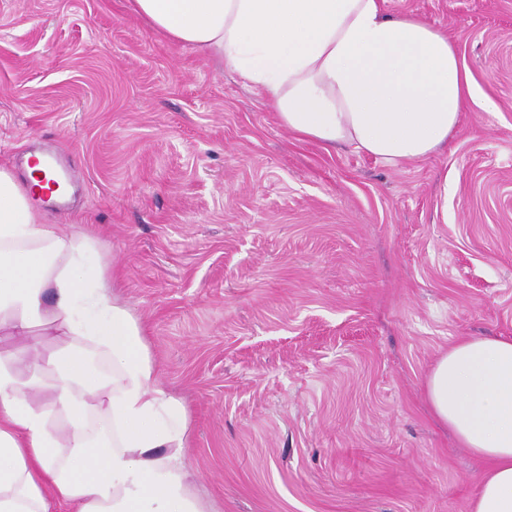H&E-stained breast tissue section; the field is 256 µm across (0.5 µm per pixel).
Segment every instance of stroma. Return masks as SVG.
Listing matches in <instances>:
<instances>
[{
  "label": "stroma",
  "mask_w": 512,
  "mask_h": 512,
  "mask_svg": "<svg viewBox=\"0 0 512 512\" xmlns=\"http://www.w3.org/2000/svg\"><path fill=\"white\" fill-rule=\"evenodd\" d=\"M386 8L445 28L476 89L398 167L290 133L129 0H0V164L80 173L67 208L31 200L111 267L206 512H469L478 491L425 379L459 337L512 336V0Z\"/></svg>",
  "instance_id": "stroma-1"
}]
</instances>
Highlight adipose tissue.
I'll use <instances>...</instances> for the list:
<instances>
[{
    "label": "adipose tissue",
    "instance_id": "1",
    "mask_svg": "<svg viewBox=\"0 0 512 512\" xmlns=\"http://www.w3.org/2000/svg\"><path fill=\"white\" fill-rule=\"evenodd\" d=\"M386 0H130L152 32L201 51L324 149L397 167L458 128L475 89L447 32ZM92 243L37 213L0 165V333L57 342L0 355V512H204L187 482L185 407L162 387L142 327ZM111 374L90 370L82 343ZM425 391L486 466L470 512H512V336H469Z\"/></svg>",
    "mask_w": 512,
    "mask_h": 512
}]
</instances>
